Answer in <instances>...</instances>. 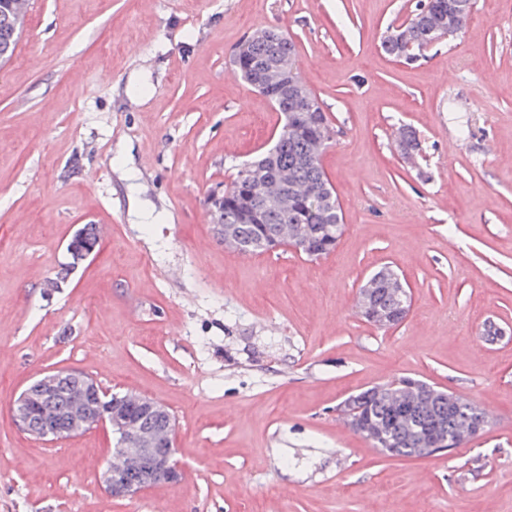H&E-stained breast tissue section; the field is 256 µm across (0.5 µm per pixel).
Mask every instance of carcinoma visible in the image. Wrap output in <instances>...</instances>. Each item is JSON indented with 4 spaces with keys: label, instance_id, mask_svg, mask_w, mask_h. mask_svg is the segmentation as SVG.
Returning <instances> with one entry per match:
<instances>
[{
    "label": "carcinoma",
    "instance_id": "carcinoma-1",
    "mask_svg": "<svg viewBox=\"0 0 512 512\" xmlns=\"http://www.w3.org/2000/svg\"><path fill=\"white\" fill-rule=\"evenodd\" d=\"M472 9V0H418L406 23L388 31L382 42L384 51L399 60L414 61L428 49L430 31L453 23L461 31ZM20 0L13 8L0 9V57L10 59L19 43L21 27L16 15ZM269 39L252 41L245 49L231 54L233 74L250 83L272 102L283 117V125L273 145L251 161L273 180L288 170V182L279 183L281 193L288 196V209L261 202L254 186L241 176L224 187V208L220 213L223 224H230L245 241L244 254L265 252V242L271 239L281 224H287L297 237L300 253L331 254L343 233V213L335 188L321 164L317 142L326 128H333L318 98L297 72V47L288 34L267 30ZM400 152L412 157L422 149L416 132L400 133ZM98 228L91 224L86 236L70 242L71 264H76L88 246L98 243ZM398 272L384 265L365 282L369 289L367 301L378 309L410 307V294L400 287ZM407 377L396 383H385V389L373 386L361 391L364 401L358 416L373 423H382L395 440V447L404 457L416 455V449L432 445V419L438 418L455 434L457 445L469 440L467 425L485 412L474 403L456 396H444L435 388L424 392L415 405L408 407Z\"/></svg>",
    "mask_w": 512,
    "mask_h": 512
}]
</instances>
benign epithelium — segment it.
I'll use <instances>...</instances> for the list:
<instances>
[{
	"label": "benign epithelium",
	"mask_w": 512,
	"mask_h": 512,
	"mask_svg": "<svg viewBox=\"0 0 512 512\" xmlns=\"http://www.w3.org/2000/svg\"><path fill=\"white\" fill-rule=\"evenodd\" d=\"M296 246L286 224L269 242L272 250ZM359 311L366 320L380 319L392 326L407 315L405 311L380 314L366 306ZM12 414L21 431L42 440L57 441L100 426L112 427L118 435L119 448L112 452L101 482L114 498L127 497L161 478L171 485L180 478L175 460V428L166 408L142 396L133 398V405L127 406L81 371L58 370L37 378L21 393Z\"/></svg>",
	"instance_id": "1"
}]
</instances>
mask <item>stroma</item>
<instances>
[{
  "instance_id": "1",
  "label": "stroma",
  "mask_w": 512,
  "mask_h": 512,
  "mask_svg": "<svg viewBox=\"0 0 512 512\" xmlns=\"http://www.w3.org/2000/svg\"><path fill=\"white\" fill-rule=\"evenodd\" d=\"M414 8L35 0L0 65V512H512V0H474L405 64L381 41ZM263 27L294 40L336 130L322 165L344 232L317 260L225 248L211 220L280 123L230 65ZM85 224L96 252L48 287ZM386 264L411 306L380 329L357 301ZM490 322L508 336L487 342ZM57 369L162 403L179 484L113 499L111 432H20L15 400ZM399 376L473 401L487 427L421 460L383 454L336 407Z\"/></svg>"
}]
</instances>
